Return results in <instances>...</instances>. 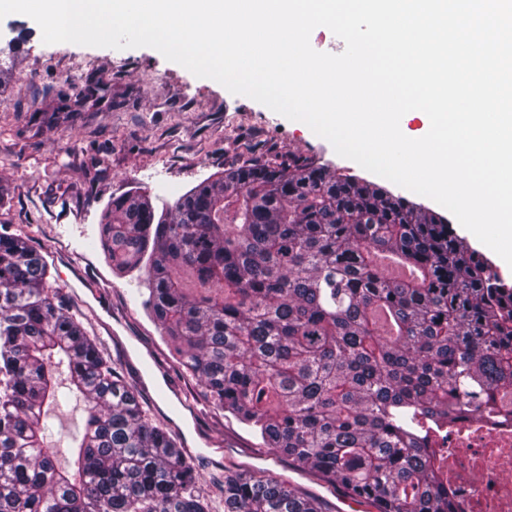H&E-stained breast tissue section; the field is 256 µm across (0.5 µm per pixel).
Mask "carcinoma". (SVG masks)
<instances>
[{
    "mask_svg": "<svg viewBox=\"0 0 512 512\" xmlns=\"http://www.w3.org/2000/svg\"><path fill=\"white\" fill-rule=\"evenodd\" d=\"M100 243L141 278L206 413L377 512H459L430 429L512 420V282L448 218L313 162L250 161L160 216L112 198ZM49 277L27 236L0 233V512H323L272 476L227 471L205 494ZM73 396L86 417L63 467L48 438Z\"/></svg>",
    "mask_w": 512,
    "mask_h": 512,
    "instance_id": "obj_1",
    "label": "carcinoma"
}]
</instances>
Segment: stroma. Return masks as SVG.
<instances>
[{
    "label": "stroma",
    "mask_w": 512,
    "mask_h": 512,
    "mask_svg": "<svg viewBox=\"0 0 512 512\" xmlns=\"http://www.w3.org/2000/svg\"><path fill=\"white\" fill-rule=\"evenodd\" d=\"M14 38L21 41L14 66L0 77V233H24L43 253L73 312L86 315L155 419L193 449L206 493L219 492L228 469L272 474L336 512L334 486L260 447L233 416L194 412L187 395L195 384L182 377L170 343L146 316L139 283L113 274L99 248L104 209L136 190L160 211L230 166L270 157L310 160L433 211L438 203L155 49L47 44L22 14L0 19V39Z\"/></svg>",
    "instance_id": "35a3bbf8"
}]
</instances>
